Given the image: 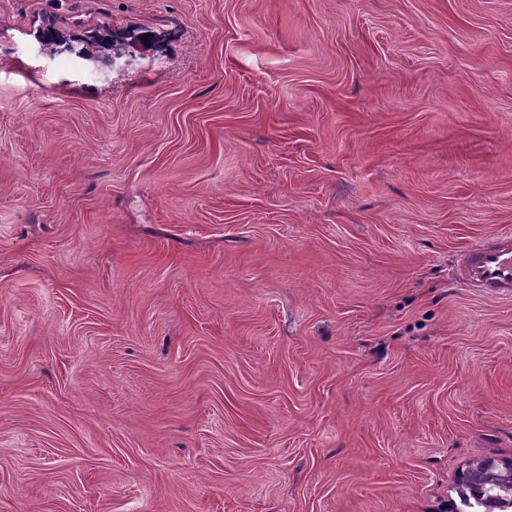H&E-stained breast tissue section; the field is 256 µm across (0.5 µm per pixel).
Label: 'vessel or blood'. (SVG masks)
<instances>
[{"instance_id": "obj_1", "label": "vessel or blood", "mask_w": 512, "mask_h": 512, "mask_svg": "<svg viewBox=\"0 0 512 512\" xmlns=\"http://www.w3.org/2000/svg\"><path fill=\"white\" fill-rule=\"evenodd\" d=\"M460 281L495 299L512 296V234L504 233L494 244H479L463 255Z\"/></svg>"}]
</instances>
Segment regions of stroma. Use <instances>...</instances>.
Here are the masks:
<instances>
[{"label":"stroma","mask_w":512,"mask_h":512,"mask_svg":"<svg viewBox=\"0 0 512 512\" xmlns=\"http://www.w3.org/2000/svg\"><path fill=\"white\" fill-rule=\"evenodd\" d=\"M0 0V512H448L512 460V0ZM147 56L78 61L90 27ZM460 281L480 288L482 296H512V234L499 235L492 245H475L463 255Z\"/></svg>","instance_id":"35a3bbf8"}]
</instances>
